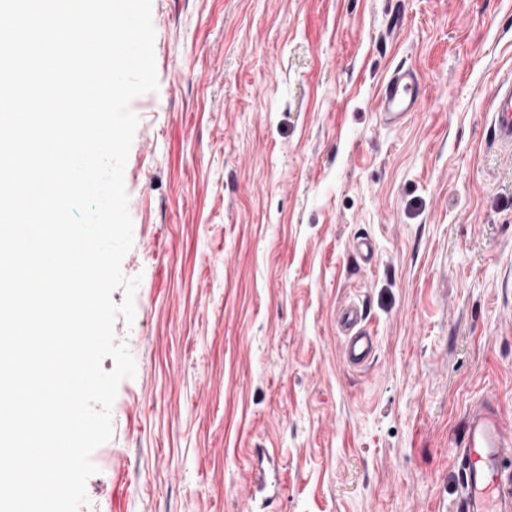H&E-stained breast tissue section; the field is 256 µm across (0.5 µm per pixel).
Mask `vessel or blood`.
I'll list each match as a JSON object with an SVG mask.
<instances>
[{"instance_id": "b4317fda", "label": "vessel or blood", "mask_w": 512, "mask_h": 512, "mask_svg": "<svg viewBox=\"0 0 512 512\" xmlns=\"http://www.w3.org/2000/svg\"><path fill=\"white\" fill-rule=\"evenodd\" d=\"M419 97L414 70L396 68L379 94L381 121L391 125L404 120L416 110ZM492 99L494 134L501 143L512 145V81L498 84ZM362 320L363 313L354 304L339 316L343 356L352 365L364 364L374 350V338ZM455 461L461 512H512V430L502 427L497 406L481 402L470 409Z\"/></svg>"}]
</instances>
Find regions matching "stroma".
<instances>
[{
    "mask_svg": "<svg viewBox=\"0 0 512 512\" xmlns=\"http://www.w3.org/2000/svg\"><path fill=\"white\" fill-rule=\"evenodd\" d=\"M152 22L114 326L136 374L79 512H460L470 407L512 425V0H152ZM400 66L420 108L387 126ZM349 304L377 338L356 368ZM492 99L494 134L501 143L512 145V80L498 84Z\"/></svg>",
    "mask_w": 512,
    "mask_h": 512,
    "instance_id": "stroma-1",
    "label": "stroma"
}]
</instances>
